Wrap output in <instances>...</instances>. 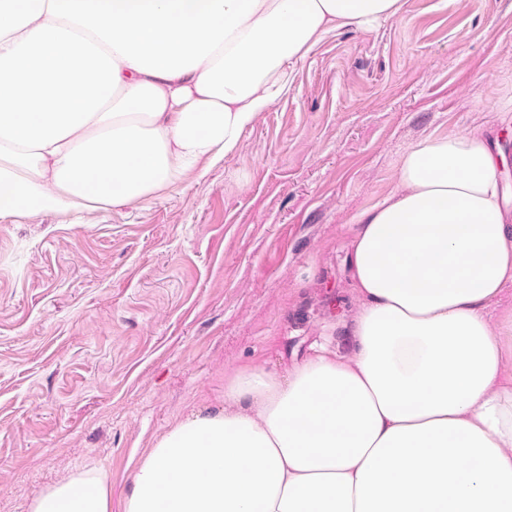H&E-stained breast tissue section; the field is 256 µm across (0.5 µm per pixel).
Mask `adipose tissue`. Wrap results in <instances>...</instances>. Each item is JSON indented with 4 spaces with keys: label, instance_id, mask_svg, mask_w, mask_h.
I'll list each match as a JSON object with an SVG mask.
<instances>
[{
    "label": "adipose tissue",
    "instance_id": "adipose-tissue-1",
    "mask_svg": "<svg viewBox=\"0 0 512 512\" xmlns=\"http://www.w3.org/2000/svg\"><path fill=\"white\" fill-rule=\"evenodd\" d=\"M400 0H0V218L122 207L232 154L325 34ZM481 135L428 139L359 214L360 305L287 376L236 369L124 512H512V378L484 314L512 280V186ZM32 512H110L90 471Z\"/></svg>",
    "mask_w": 512,
    "mask_h": 512
}]
</instances>
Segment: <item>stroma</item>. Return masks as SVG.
Listing matches in <instances>:
<instances>
[{
  "mask_svg": "<svg viewBox=\"0 0 512 512\" xmlns=\"http://www.w3.org/2000/svg\"><path fill=\"white\" fill-rule=\"evenodd\" d=\"M512 131V0H401L326 35L237 150L120 208L0 218V512L138 461L224 408L242 366L287 374L360 305L355 217L403 154Z\"/></svg>",
  "mask_w": 512,
  "mask_h": 512,
  "instance_id": "stroma-1",
  "label": "stroma"
}]
</instances>
